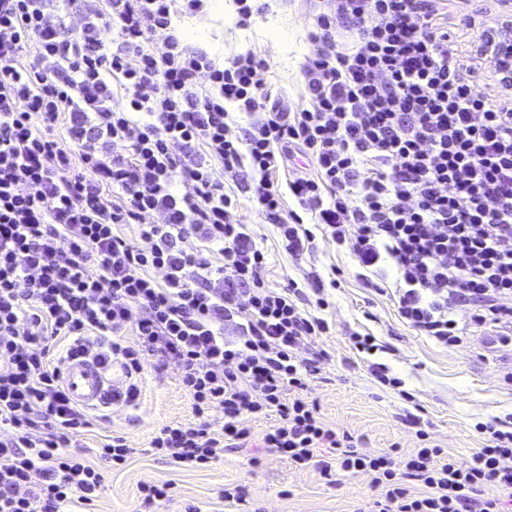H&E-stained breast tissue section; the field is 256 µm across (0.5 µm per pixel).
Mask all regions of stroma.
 <instances>
[{
    "instance_id": "stroma-1",
    "label": "stroma",
    "mask_w": 512,
    "mask_h": 512,
    "mask_svg": "<svg viewBox=\"0 0 512 512\" xmlns=\"http://www.w3.org/2000/svg\"><path fill=\"white\" fill-rule=\"evenodd\" d=\"M223 2L222 10L178 19V32L199 31L202 44L220 63L253 51L270 66L273 92L287 101L289 109L299 108L301 70L310 53L306 33L319 0H274L269 11L256 15L246 28L236 27L232 0ZM250 181L244 173L226 177L225 186L234 191L241 219L267 256L268 284L285 287L302 281L309 270L323 281L337 283L329 291L328 308L320 311L314 301L301 302L305 310L320 311L332 326L330 334L318 341L332 359L307 391L325 422L352 433L359 451L377 454L394 445L404 455L416 448L418 440L400 416L416 402L431 438L456 459L466 460L473 449L482 447L477 423L512 413V388L503 385L498 373L501 364L512 363V353L495 356L478 336L465 346L445 349L417 335L401 323L390 297L361 288L352 257L323 237L314 241L313 261L296 262L279 248L273 226L265 223L245 193ZM355 331L371 333L391 345V352L380 360L404 380L403 391L373 379L366 363L350 348L349 336ZM191 417V401L178 385L177 368L169 367L161 375L146 371L139 406H113L83 450L104 476L92 512H137L139 490L146 483L170 486L168 498L157 502L154 512H183L189 503L202 512H228L223 490L236 485L243 486L252 507L263 512H357L373 495L367 476L346 477L332 487L316 468H292L271 449L260 447L259 436L274 423L270 417L253 421L255 443L226 451L223 459L204 468L181 467L151 451L149 442L156 430ZM107 436L125 437L132 449L122 467L98 458L96 447Z\"/></svg>"
}]
</instances>
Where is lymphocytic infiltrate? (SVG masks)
I'll use <instances>...</instances> for the list:
<instances>
[{"label": "lymphocytic infiltrate", "mask_w": 512, "mask_h": 512, "mask_svg": "<svg viewBox=\"0 0 512 512\" xmlns=\"http://www.w3.org/2000/svg\"><path fill=\"white\" fill-rule=\"evenodd\" d=\"M207 2L0 0V512H72L102 490L77 452L99 412L62 384L82 356L127 378L107 410L137 405L146 365L180 367L195 419L150 441L177 465L247 447L273 414L263 446L332 486L367 475L369 512H512V414L478 424L465 461L410 411L405 456L326 425L305 393L330 354L297 356L330 331L325 284L313 314L297 284L268 287L224 187L249 168L282 250L323 236L417 335L512 346V108L476 78L492 28L467 55L447 0H327L291 110L253 52L219 64L177 36L175 15Z\"/></svg>", "instance_id": "lymphocytic-infiltrate-1"}]
</instances>
